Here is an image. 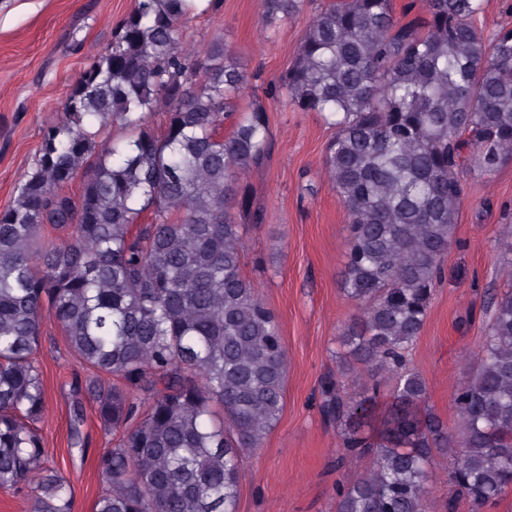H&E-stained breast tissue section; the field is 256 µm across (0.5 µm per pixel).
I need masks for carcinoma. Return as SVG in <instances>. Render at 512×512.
Returning <instances> with one entry per match:
<instances>
[{
    "label": "carcinoma",
    "mask_w": 512,
    "mask_h": 512,
    "mask_svg": "<svg viewBox=\"0 0 512 512\" xmlns=\"http://www.w3.org/2000/svg\"><path fill=\"white\" fill-rule=\"evenodd\" d=\"M263 2L267 30L303 6ZM413 9L327 0L278 85L336 127L323 166L350 223L341 286L358 314L320 410L340 429L336 467L350 456L371 465L336 480V512H429L438 456L472 512L512 490V287L490 293L473 374L453 395L457 428L428 408L407 360L454 242L464 166L491 173L512 159V29L484 40L485 0ZM200 10L137 0L0 211V489L37 481L31 512H73L39 428L48 320L92 372L97 418L118 436L96 461L106 488L93 512H237L245 453L283 412L279 321L242 271L267 215L241 175L270 159L268 116L223 43L183 49ZM238 98L251 99L239 115ZM110 124L130 136L97 144L92 128ZM350 374L366 377L358 397L343 394Z\"/></svg>",
    "instance_id": "carcinoma-1"
}]
</instances>
